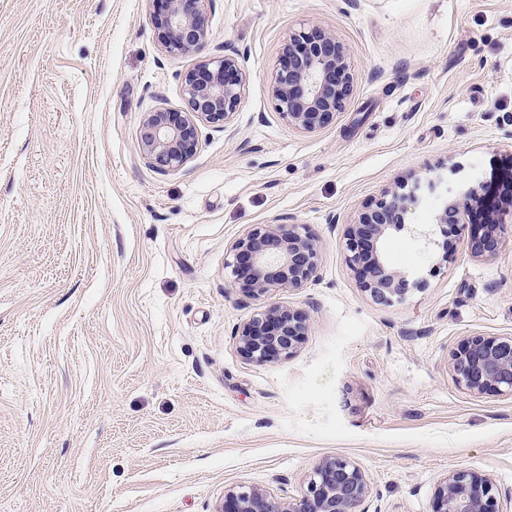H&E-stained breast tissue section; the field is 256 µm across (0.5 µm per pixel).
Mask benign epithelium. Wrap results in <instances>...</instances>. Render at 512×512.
<instances>
[{"mask_svg":"<svg viewBox=\"0 0 512 512\" xmlns=\"http://www.w3.org/2000/svg\"><path fill=\"white\" fill-rule=\"evenodd\" d=\"M154 24L162 46L172 56L201 50L208 37L207 0H154ZM282 62L270 81V92L280 117L303 132H314L342 111L352 94V75L344 45L320 28L291 32L281 48ZM187 111L160 109L148 114L141 140L146 163L166 173L183 166L198 143L196 120L217 127L230 123L246 91L247 75L239 59L226 54L184 75ZM432 181L401 182L391 198L360 213L348 226V262L357 270L361 287L380 303L400 301L408 288L421 287V271L396 270L384 254L386 239L407 230L427 248L449 252L448 241L436 238L445 224H469L474 210L472 192L465 191L437 208L424 229L406 226L405 216L421 202ZM502 243L498 223L474 229L470 252L494 255ZM226 267L246 289L261 295L280 289H298L317 269L318 247L300 224L254 227L230 247ZM309 330L301 313L273 304L237 330L243 357L267 363L293 353ZM456 380L475 395L488 392L512 395V336L466 338L452 353ZM370 485L365 472L344 458L321 461L313 471L307 493L288 504L255 487L242 486L224 497L223 512H364ZM432 512H500L495 483L488 474L469 470L448 473L437 483Z\"/></svg>","mask_w":512,"mask_h":512,"instance_id":"1","label":"benign epithelium"}]
</instances>
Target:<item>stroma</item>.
<instances>
[{
    "label": "stroma",
    "instance_id": "1",
    "mask_svg": "<svg viewBox=\"0 0 512 512\" xmlns=\"http://www.w3.org/2000/svg\"><path fill=\"white\" fill-rule=\"evenodd\" d=\"M152 0H0V512H220L228 490L282 502L343 457L366 512H431L447 472L489 474L512 512V396L450 369L473 335L512 336V0H209L208 41L164 51ZM341 41L353 91L325 127L281 119L269 90L288 33ZM236 55L232 122L200 124L161 174L148 113L186 107L182 78ZM410 175L438 198L491 195L503 245L473 257L389 236L425 287L374 301L344 234ZM319 245L302 288L255 297L224 262L260 224ZM302 312L300 349L243 359L236 330L271 304Z\"/></svg>",
    "mask_w": 512,
    "mask_h": 512
}]
</instances>
